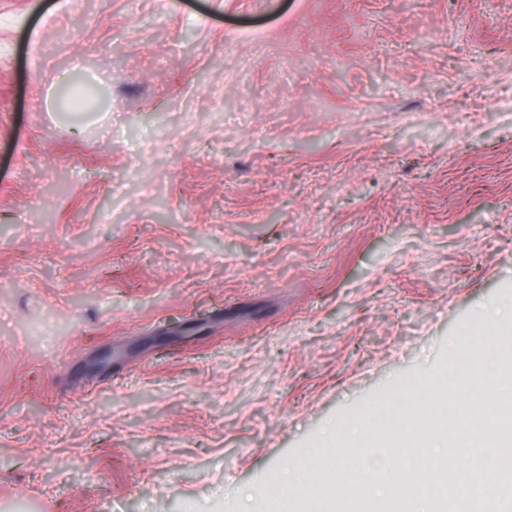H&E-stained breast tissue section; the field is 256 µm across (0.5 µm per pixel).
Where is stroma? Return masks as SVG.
I'll list each match as a JSON object with an SVG mask.
<instances>
[{
    "mask_svg": "<svg viewBox=\"0 0 512 512\" xmlns=\"http://www.w3.org/2000/svg\"><path fill=\"white\" fill-rule=\"evenodd\" d=\"M509 298L512 0H0V512H269Z\"/></svg>",
    "mask_w": 512,
    "mask_h": 512,
    "instance_id": "stroma-1",
    "label": "stroma"
}]
</instances>
